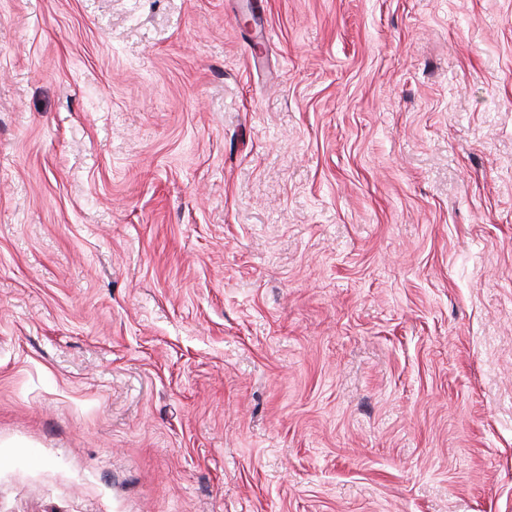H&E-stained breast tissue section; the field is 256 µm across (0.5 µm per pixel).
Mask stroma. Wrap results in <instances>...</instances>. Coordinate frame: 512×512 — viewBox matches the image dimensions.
Returning <instances> with one entry per match:
<instances>
[{
    "label": "stroma",
    "mask_w": 512,
    "mask_h": 512,
    "mask_svg": "<svg viewBox=\"0 0 512 512\" xmlns=\"http://www.w3.org/2000/svg\"><path fill=\"white\" fill-rule=\"evenodd\" d=\"M0 0V512H512V0Z\"/></svg>",
    "instance_id": "obj_1"
}]
</instances>
